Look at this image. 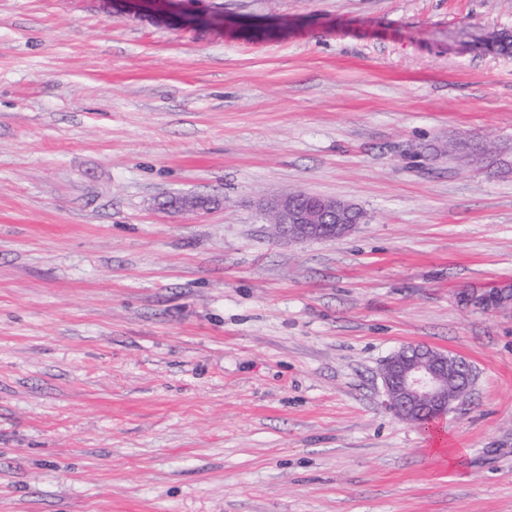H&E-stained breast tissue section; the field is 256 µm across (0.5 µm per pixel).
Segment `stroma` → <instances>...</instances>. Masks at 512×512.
<instances>
[{"label": "stroma", "mask_w": 512, "mask_h": 512, "mask_svg": "<svg viewBox=\"0 0 512 512\" xmlns=\"http://www.w3.org/2000/svg\"><path fill=\"white\" fill-rule=\"evenodd\" d=\"M492 31L512 0H0V512H512ZM298 191L364 217L278 241ZM412 343L475 372L431 434L379 377Z\"/></svg>", "instance_id": "1"}]
</instances>
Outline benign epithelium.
<instances>
[{
	"label": "benign epithelium",
	"instance_id": "benign-epithelium-1",
	"mask_svg": "<svg viewBox=\"0 0 512 512\" xmlns=\"http://www.w3.org/2000/svg\"><path fill=\"white\" fill-rule=\"evenodd\" d=\"M208 198L183 196L171 199L175 209L208 210ZM266 211L284 238L302 242L325 233L328 239H341L357 226L363 213L357 207L335 198L292 193L269 200ZM387 403L396 417L419 426L424 411L446 413L464 400L472 387L474 372L462 357L423 344L401 347L388 357L380 370Z\"/></svg>",
	"mask_w": 512,
	"mask_h": 512
}]
</instances>
